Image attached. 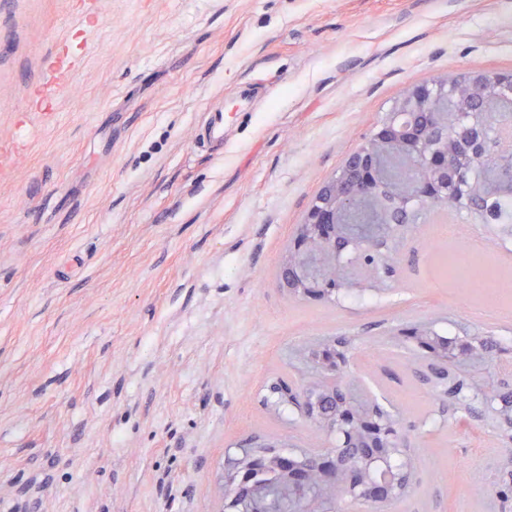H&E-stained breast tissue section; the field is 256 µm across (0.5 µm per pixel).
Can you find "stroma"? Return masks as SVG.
Here are the masks:
<instances>
[{
    "instance_id": "35a3bbf8",
    "label": "stroma",
    "mask_w": 512,
    "mask_h": 512,
    "mask_svg": "<svg viewBox=\"0 0 512 512\" xmlns=\"http://www.w3.org/2000/svg\"><path fill=\"white\" fill-rule=\"evenodd\" d=\"M512 72V0H0V512H220L226 449L335 445L265 404L299 349L352 339L349 387L399 414L412 487L389 512H512L496 431L415 375L402 330L501 341L506 288L432 270L418 225L385 288L278 287L321 185L413 86ZM245 79L271 96L233 109ZM228 141L197 142L209 108Z\"/></svg>"
}]
</instances>
